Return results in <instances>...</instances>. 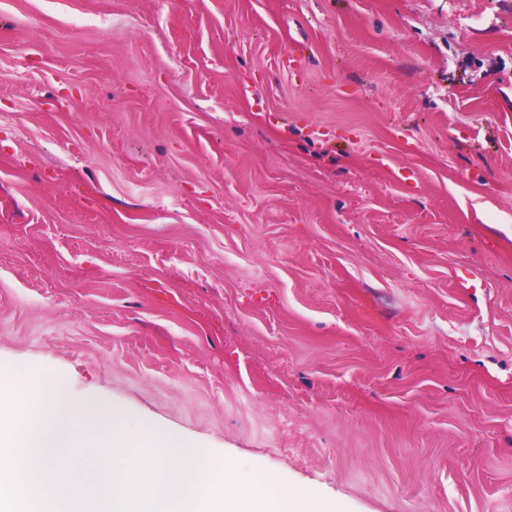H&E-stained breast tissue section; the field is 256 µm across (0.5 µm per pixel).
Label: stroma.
Returning a JSON list of instances; mask_svg holds the SVG:
<instances>
[{
    "mask_svg": "<svg viewBox=\"0 0 512 512\" xmlns=\"http://www.w3.org/2000/svg\"><path fill=\"white\" fill-rule=\"evenodd\" d=\"M0 364L512 512V0H0Z\"/></svg>",
    "mask_w": 512,
    "mask_h": 512,
    "instance_id": "obj_1",
    "label": "stroma"
}]
</instances>
